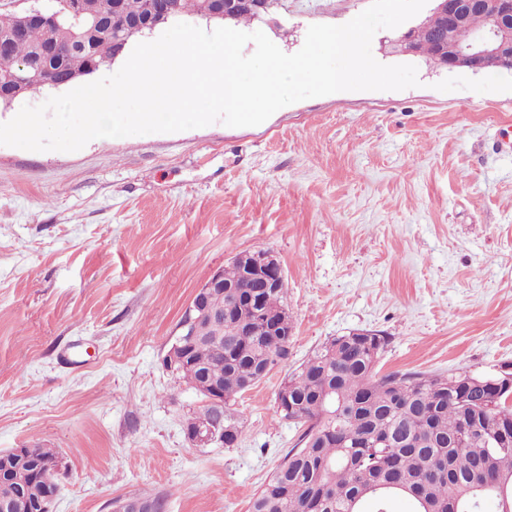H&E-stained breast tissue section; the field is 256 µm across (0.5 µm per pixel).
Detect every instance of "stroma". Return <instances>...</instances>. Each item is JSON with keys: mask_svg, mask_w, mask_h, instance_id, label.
<instances>
[{"mask_svg": "<svg viewBox=\"0 0 512 512\" xmlns=\"http://www.w3.org/2000/svg\"><path fill=\"white\" fill-rule=\"evenodd\" d=\"M370 3L281 0L239 29L293 54ZM399 34L378 30L372 55L418 86L75 152L0 145V450L54 451L51 512L155 494L167 512H248L299 436L281 382L352 330L388 336L382 375L512 365V71L442 68ZM259 249L287 281L288 358L237 395V443L195 447L202 398L163 358L196 290Z\"/></svg>", "mask_w": 512, "mask_h": 512, "instance_id": "stroma-1", "label": "stroma"}]
</instances>
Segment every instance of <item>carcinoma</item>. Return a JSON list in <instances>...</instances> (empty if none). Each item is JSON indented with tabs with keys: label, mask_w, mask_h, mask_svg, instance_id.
<instances>
[{
	"label": "carcinoma",
	"mask_w": 512,
	"mask_h": 512,
	"mask_svg": "<svg viewBox=\"0 0 512 512\" xmlns=\"http://www.w3.org/2000/svg\"><path fill=\"white\" fill-rule=\"evenodd\" d=\"M69 0H53L50 12L60 26H35L6 48L0 62V88L20 64L38 58L51 42L65 43L73 26ZM170 19L203 14L205 0H171ZM148 14V0H124L112 14L110 31L92 36L58 61H43L79 78L112 59L113 39L127 21ZM441 24L435 14L418 26V49L442 67L429 41ZM262 307L288 316L284 292H262ZM289 336H242L234 320L210 329L188 349L192 366L172 371L202 398L209 384L224 383V404H205L190 420L224 418V444L242 435L231 408L236 395L260 381L288 358ZM388 343L377 331L329 339L281 383L276 399L288 402L283 419L301 428L297 444L253 495L248 512H389L403 498L409 512H482L492 500L496 512H512V401L496 394L493 375L456 374L452 389L441 375L415 372L380 375L375 365ZM489 478L499 485L490 495L474 490ZM124 512H165L166 496H135L121 501Z\"/></svg>",
	"instance_id": "1"
}]
</instances>
